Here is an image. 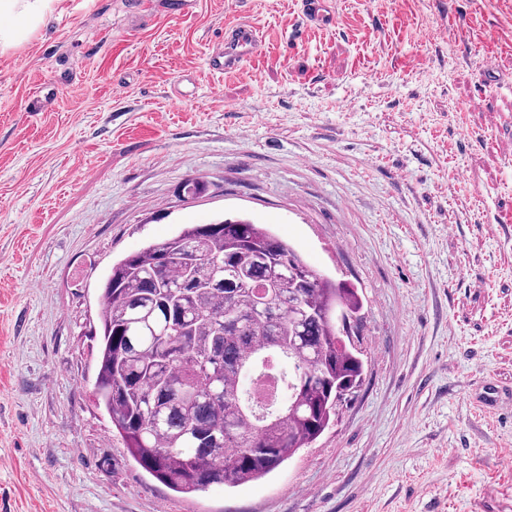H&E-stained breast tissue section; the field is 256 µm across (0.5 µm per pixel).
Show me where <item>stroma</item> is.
Here are the masks:
<instances>
[{
  "mask_svg": "<svg viewBox=\"0 0 512 512\" xmlns=\"http://www.w3.org/2000/svg\"><path fill=\"white\" fill-rule=\"evenodd\" d=\"M447 2L330 0L326 29L297 0H54L47 25L18 21L0 49V512H512V411L471 399L512 388V0ZM241 23L260 50L213 72ZM226 214L362 288L368 364L311 447L179 498L96 403L99 285Z\"/></svg>",
  "mask_w": 512,
  "mask_h": 512,
  "instance_id": "1",
  "label": "stroma"
}]
</instances>
